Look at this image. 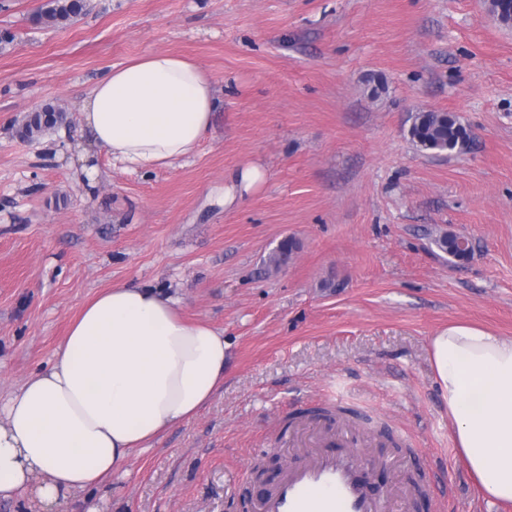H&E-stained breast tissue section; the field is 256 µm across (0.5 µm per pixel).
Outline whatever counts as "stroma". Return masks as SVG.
<instances>
[{
	"mask_svg": "<svg viewBox=\"0 0 512 512\" xmlns=\"http://www.w3.org/2000/svg\"><path fill=\"white\" fill-rule=\"evenodd\" d=\"M44 2L0 0V397L112 287L161 290L226 352L195 418L65 512H254L273 460L294 458L286 416L332 404L386 427L360 472L375 496L400 481L404 512H437L423 478L438 464L452 512H512L458 455L428 358L451 324L512 336V28L486 0H91L63 27L38 22ZM153 51L208 70L219 106L196 156L146 173L89 139L81 107ZM47 104L66 124L21 140ZM429 111L472 131L466 151L416 146ZM248 165L264 181L224 205ZM445 231L469 257L436 247ZM286 239L288 265L265 272Z\"/></svg>",
	"mask_w": 512,
	"mask_h": 512,
	"instance_id": "1",
	"label": "stroma"
}]
</instances>
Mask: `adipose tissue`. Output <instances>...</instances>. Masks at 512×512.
<instances>
[{
  "mask_svg": "<svg viewBox=\"0 0 512 512\" xmlns=\"http://www.w3.org/2000/svg\"><path fill=\"white\" fill-rule=\"evenodd\" d=\"M217 108L214 80L154 51L89 91L82 125L113 161L146 172L194 155ZM455 446L487 498L512 502V336L451 325L429 340ZM224 333L183 319L140 285L84 304L54 362L0 399V499L41 505L99 487L131 451L190 421L224 383Z\"/></svg>",
  "mask_w": 512,
  "mask_h": 512,
  "instance_id": "obj_1",
  "label": "adipose tissue"
}]
</instances>
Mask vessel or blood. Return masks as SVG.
Masks as SVG:
<instances>
[{
	"instance_id": "obj_1",
	"label": "vessel or blood",
	"mask_w": 512,
	"mask_h": 512,
	"mask_svg": "<svg viewBox=\"0 0 512 512\" xmlns=\"http://www.w3.org/2000/svg\"><path fill=\"white\" fill-rule=\"evenodd\" d=\"M356 460L319 453L297 459L257 512H386L387 505L360 485Z\"/></svg>"
}]
</instances>
